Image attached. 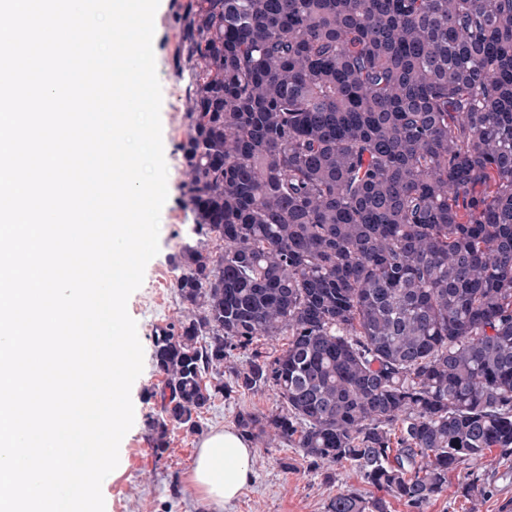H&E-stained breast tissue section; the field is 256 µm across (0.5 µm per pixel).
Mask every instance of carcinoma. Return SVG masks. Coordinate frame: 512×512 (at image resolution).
I'll list each match as a JSON object with an SVG mask.
<instances>
[{
  "instance_id": "1",
  "label": "carcinoma",
  "mask_w": 512,
  "mask_h": 512,
  "mask_svg": "<svg viewBox=\"0 0 512 512\" xmlns=\"http://www.w3.org/2000/svg\"><path fill=\"white\" fill-rule=\"evenodd\" d=\"M174 36L193 224L184 314L153 336L155 454L267 389L241 434L414 512L512 455V0H179Z\"/></svg>"
}]
</instances>
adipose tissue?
Masks as SVG:
<instances>
[{"label":"adipose tissue","instance_id":"adipose-tissue-1","mask_svg":"<svg viewBox=\"0 0 512 512\" xmlns=\"http://www.w3.org/2000/svg\"><path fill=\"white\" fill-rule=\"evenodd\" d=\"M251 450L238 432H212L200 445L192 482L201 501L224 504L235 499L245 485Z\"/></svg>","mask_w":512,"mask_h":512}]
</instances>
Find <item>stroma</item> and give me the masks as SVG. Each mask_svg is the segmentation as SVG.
<instances>
[{
    "label": "stroma",
    "mask_w": 512,
    "mask_h": 512,
    "mask_svg": "<svg viewBox=\"0 0 512 512\" xmlns=\"http://www.w3.org/2000/svg\"><path fill=\"white\" fill-rule=\"evenodd\" d=\"M175 0H160L155 15L153 49L162 91L161 124L167 165L168 198L161 211L159 252L145 268L144 280L129 298L127 310L137 323L144 350V368L132 386L134 424L124 436L119 465L102 483L105 512H326L331 499L353 492L367 499L383 497V490L367 484L349 464L313 468L297 448L265 447L252 442L248 480L231 503L215 507L202 503L189 482L190 469L202 440L216 428L234 427L240 411L265 414L275 409L272 391L231 396L217 395L200 416L195 432L171 431L163 457H155L148 441L147 421L159 402L155 391L162 381L153 363L156 328L176 320L182 311L171 286L174 266L193 222L180 203L182 172L176 144L183 126L185 79L172 61L175 48L172 17ZM485 494L466 495L458 474H450L448 488L423 512H503L512 503V456L492 452L478 470Z\"/></svg>",
    "instance_id": "stroma-1"
}]
</instances>
